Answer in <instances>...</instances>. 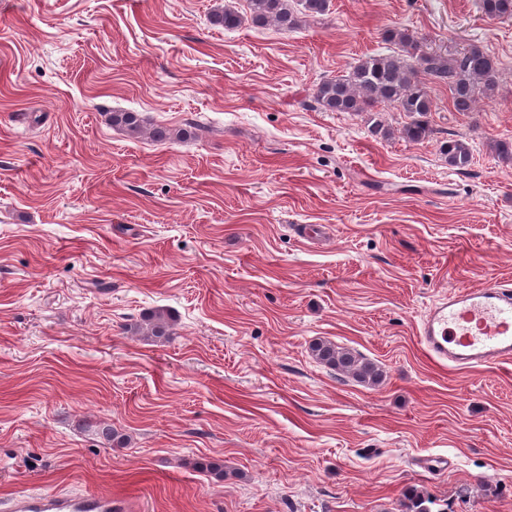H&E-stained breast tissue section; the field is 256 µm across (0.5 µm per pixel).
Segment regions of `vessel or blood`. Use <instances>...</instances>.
Masks as SVG:
<instances>
[{
	"label": "vessel or blood",
	"mask_w": 512,
	"mask_h": 512,
	"mask_svg": "<svg viewBox=\"0 0 512 512\" xmlns=\"http://www.w3.org/2000/svg\"><path fill=\"white\" fill-rule=\"evenodd\" d=\"M417 336L435 361L458 370L512 361V284L449 292L422 317ZM0 512H126L111 496L72 490L19 492Z\"/></svg>",
	"instance_id": "b4317fda"
}]
</instances>
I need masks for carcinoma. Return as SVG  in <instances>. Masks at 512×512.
Segmentation results:
<instances>
[{
    "mask_svg": "<svg viewBox=\"0 0 512 512\" xmlns=\"http://www.w3.org/2000/svg\"><path fill=\"white\" fill-rule=\"evenodd\" d=\"M249 16L224 0L209 16L212 26L234 30L249 22L254 26H273L280 32L296 29L304 16L324 13L329 0H246ZM481 9L488 19L512 16V0H482ZM387 40L401 47V52L365 57L348 74L320 82L312 92L314 102L328 112H373L385 106L403 113L409 121L401 129L402 137L414 143L435 133L429 116L433 112L431 88L445 86L454 111L471 112L477 96H490L498 83L494 60L478 47L454 56L446 52L423 50L422 41L403 30H390ZM110 125L128 137L145 135L156 142L173 138L171 131L153 124L140 112H112ZM448 165L463 169L472 161L468 145L451 139L444 146ZM131 330L150 338L166 339L172 335V322L160 312L144 315L143 322ZM312 357L329 370L356 382L375 386L382 381V371L358 352L340 348L328 341L311 344ZM432 498L412 496L402 503L403 512H432Z\"/></svg>",
    "mask_w": 512,
    "mask_h": 512,
    "instance_id": "carcinoma-1",
    "label": "carcinoma"
}]
</instances>
